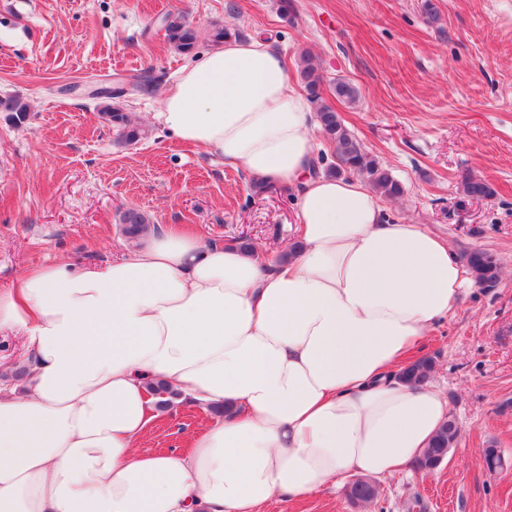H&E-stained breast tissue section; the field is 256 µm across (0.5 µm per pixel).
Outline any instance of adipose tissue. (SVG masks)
Listing matches in <instances>:
<instances>
[{"label": "adipose tissue", "instance_id": "ef3b65f1", "mask_svg": "<svg viewBox=\"0 0 512 512\" xmlns=\"http://www.w3.org/2000/svg\"><path fill=\"white\" fill-rule=\"evenodd\" d=\"M155 118L292 188L298 248L264 260L155 224L105 265L0 289V330L28 338L22 388L0 384V512H260L412 464L448 403L397 375L470 280L450 243L389 222L362 179L314 173L310 104L265 42L194 56ZM158 381L227 408L188 451L142 446Z\"/></svg>", "mask_w": 512, "mask_h": 512}]
</instances>
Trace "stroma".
I'll use <instances>...</instances> for the list:
<instances>
[{
	"label": "stroma",
	"mask_w": 512,
	"mask_h": 512,
	"mask_svg": "<svg viewBox=\"0 0 512 512\" xmlns=\"http://www.w3.org/2000/svg\"><path fill=\"white\" fill-rule=\"evenodd\" d=\"M0 0V98L30 106L24 123L0 112V289L27 267L65 258L103 263L132 250L121 215L131 207L156 224H178L208 243L244 238L274 249L297 223L293 191L257 194L243 172L184 145L156 121L158 100L187 55L164 18L199 31L228 26L279 50L297 90L298 58L311 52L321 93L364 150L401 182L389 219L427 225L458 253H495V287L468 285L454 315L418 351L460 430L429 478L413 468L382 480L367 512H512V0ZM144 77L119 99L143 118L147 138L125 145L102 114L98 88ZM358 90L348 106L336 80ZM487 181L476 199L464 175ZM187 397L156 412L143 444L186 447L210 421ZM505 465L489 470L483 450ZM262 512H359L344 488Z\"/></svg>",
	"instance_id": "stroma-1"
}]
</instances>
